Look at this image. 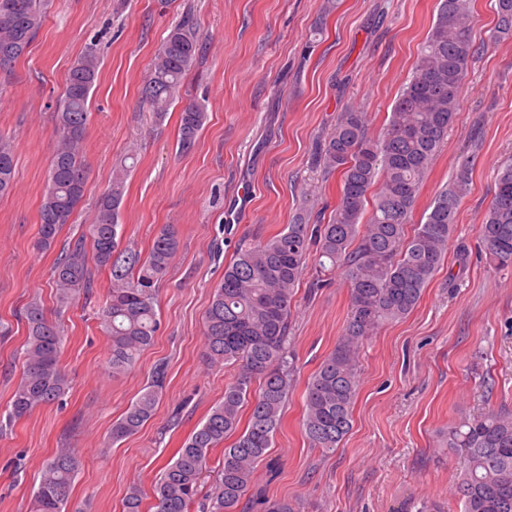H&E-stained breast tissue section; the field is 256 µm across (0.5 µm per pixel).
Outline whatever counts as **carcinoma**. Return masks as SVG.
Masks as SVG:
<instances>
[{
  "mask_svg": "<svg viewBox=\"0 0 512 512\" xmlns=\"http://www.w3.org/2000/svg\"><path fill=\"white\" fill-rule=\"evenodd\" d=\"M497 25L491 40L512 34V0H496ZM45 0H0V71L28 49L45 17ZM471 0H439L413 75L393 104L384 134L369 136L364 112L348 106L322 143L319 165L341 175L336 208L328 223H309L304 212L294 223L257 244H241L224 267L204 313V358L208 365H238L201 427L184 442L155 482L156 512H191L206 473L209 451L224 448L222 466L202 503V512H250L255 465L267 456L293 387L288 360L294 290L317 243L321 270H335L350 288L351 308L336 347L322 360L305 389L302 428L309 445L334 451L350 430L360 386L359 352L383 325L408 316L443 264L453 238L456 212L469 186V161L437 195L413 235L405 238L422 181L448 135L459 106L468 62L477 52L471 38ZM203 53L189 16L173 26L155 52L143 99L162 119L181 81ZM99 73L89 50L70 68L56 112L59 145L39 206L37 248L47 250L83 203L89 169L84 152L89 100ZM207 120L205 108L188 103L180 113L179 149L190 150ZM15 153L0 138V194L12 188ZM127 169L112 171L107 193L95 206L88 233L55 258L57 303L66 307L93 288L92 269L106 270L110 287L100 308L110 341L106 362L116 377L132 369L159 330L156 285L178 250L174 230L155 236L146 257L117 253L118 218ZM496 190L479 233L489 265L512 264V157L498 164ZM92 253H87L86 241ZM27 341L22 376L11 398L8 420H20L60 399L70 382L62 369V330L34 299L25 310ZM167 371L157 364L144 392L112 423L117 443L137 434L153 418ZM259 379L251 390L253 379ZM247 424L239 429L243 408ZM448 447L463 450L467 467L457 493L462 512H512V411L500 407L448 428ZM82 460L74 448H60L46 460L31 498L30 512H68ZM144 492L129 487L123 512H142ZM263 512H301L298 500L269 499Z\"/></svg>",
  "mask_w": 512,
  "mask_h": 512,
  "instance_id": "obj_1",
  "label": "carcinoma"
}]
</instances>
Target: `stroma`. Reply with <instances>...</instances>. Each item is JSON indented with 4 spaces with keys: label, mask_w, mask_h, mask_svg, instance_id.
I'll return each instance as SVG.
<instances>
[{
    "label": "stroma",
    "mask_w": 512,
    "mask_h": 512,
    "mask_svg": "<svg viewBox=\"0 0 512 512\" xmlns=\"http://www.w3.org/2000/svg\"><path fill=\"white\" fill-rule=\"evenodd\" d=\"M47 2L27 51L0 72V138L16 156L13 188L0 195V417L23 371V313L31 299L61 317L70 389L0 429V512H30L41 466L59 448L82 457L71 496L76 512H122L133 484L146 493L143 512H155L154 482L238 373L203 358V316L225 264L239 244L275 235L301 207L335 208L340 178L319 167V145L348 105L365 112L371 135L382 132L438 0ZM471 8L479 51L411 218L419 223L460 161L472 157L455 221L467 262L448 253L414 310L365 342L352 428L329 453L310 447L302 432L304 392L336 346L350 290L337 273L314 286L310 267L295 289V382L255 487L270 499H300L302 512H409L421 499L460 512L456 476L465 458L448 448L444 433L461 418L512 409V265L490 268L479 244L493 172L512 155V36L489 41L496 0H472ZM188 13L203 54L159 121L143 102L142 85L161 40ZM91 46L100 65L85 138V201L42 252L34 242L58 144L55 106L71 66ZM191 101L204 105L207 121L182 153L180 113ZM122 161L129 173L121 248L148 252L167 225L179 247L158 284L154 343L114 377L105 370L109 342L98 319L108 272H96L90 295L61 310L52 271L63 245L92 223L95 202ZM159 363L168 376L155 415L136 435L112 442L113 421Z\"/></svg>",
    "instance_id": "35a3bbf8"
}]
</instances>
